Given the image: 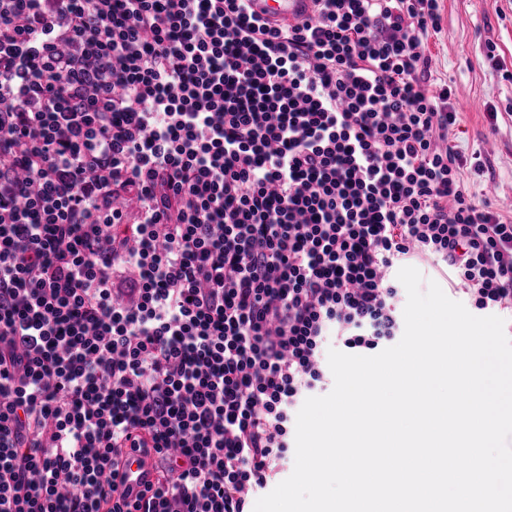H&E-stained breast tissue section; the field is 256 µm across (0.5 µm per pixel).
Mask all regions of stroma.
Here are the masks:
<instances>
[{
    "mask_svg": "<svg viewBox=\"0 0 512 512\" xmlns=\"http://www.w3.org/2000/svg\"><path fill=\"white\" fill-rule=\"evenodd\" d=\"M490 43L500 67L486 58ZM426 52L434 82H448L454 95L469 100L448 131L449 145L465 157L489 160L483 176L464 167V182L512 221V81L502 77L512 71V0H442L441 31L428 37Z\"/></svg>",
    "mask_w": 512,
    "mask_h": 512,
    "instance_id": "1",
    "label": "stroma"
}]
</instances>
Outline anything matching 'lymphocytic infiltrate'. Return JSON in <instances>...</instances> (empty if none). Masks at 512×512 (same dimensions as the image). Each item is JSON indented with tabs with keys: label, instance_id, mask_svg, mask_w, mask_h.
I'll return each instance as SVG.
<instances>
[{
	"label": "lymphocytic infiltrate",
	"instance_id": "lymphocytic-infiltrate-1",
	"mask_svg": "<svg viewBox=\"0 0 512 512\" xmlns=\"http://www.w3.org/2000/svg\"><path fill=\"white\" fill-rule=\"evenodd\" d=\"M0 0V512H252L321 349L415 263L512 312L424 42L439 0ZM131 448L178 470L128 503ZM314 0H250L251 11L278 28L294 26L313 15Z\"/></svg>",
	"mask_w": 512,
	"mask_h": 512
}]
</instances>
